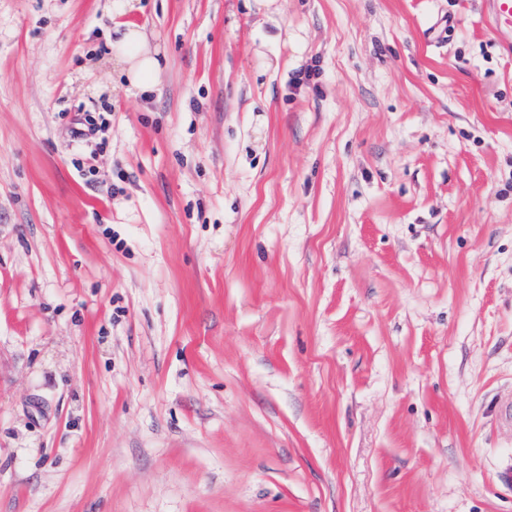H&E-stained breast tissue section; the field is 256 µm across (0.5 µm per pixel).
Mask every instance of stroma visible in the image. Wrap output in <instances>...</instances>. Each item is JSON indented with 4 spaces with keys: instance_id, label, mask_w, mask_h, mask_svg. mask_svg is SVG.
Listing matches in <instances>:
<instances>
[{
    "instance_id": "35a3bbf8",
    "label": "stroma",
    "mask_w": 512,
    "mask_h": 512,
    "mask_svg": "<svg viewBox=\"0 0 512 512\" xmlns=\"http://www.w3.org/2000/svg\"><path fill=\"white\" fill-rule=\"evenodd\" d=\"M112 2L0 0V512H512L484 0ZM110 48L116 59L123 64L122 75L131 88L140 93L153 89L160 74L158 51L151 49L146 36L136 27H128Z\"/></svg>"
}]
</instances>
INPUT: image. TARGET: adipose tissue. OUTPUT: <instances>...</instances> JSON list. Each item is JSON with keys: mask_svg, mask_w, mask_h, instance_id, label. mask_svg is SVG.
I'll return each instance as SVG.
<instances>
[{"mask_svg": "<svg viewBox=\"0 0 512 512\" xmlns=\"http://www.w3.org/2000/svg\"><path fill=\"white\" fill-rule=\"evenodd\" d=\"M111 52L122 65V73L131 88L141 93L155 86L160 74L157 52L151 49L146 36L135 27L126 28L110 44Z\"/></svg>", "mask_w": 512, "mask_h": 512, "instance_id": "obj_1", "label": "adipose tissue"}]
</instances>
